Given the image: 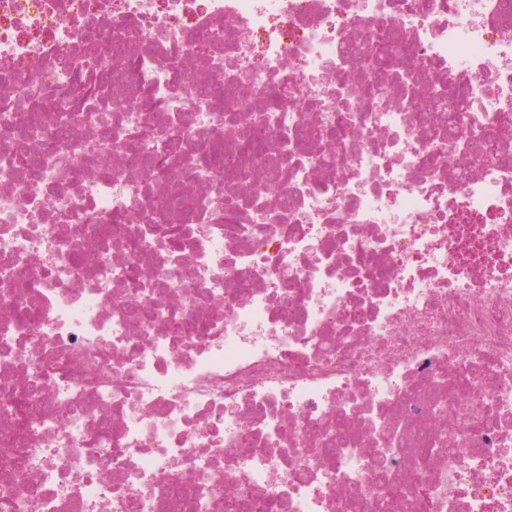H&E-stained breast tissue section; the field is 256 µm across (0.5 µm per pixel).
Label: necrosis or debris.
Here are the masks:
<instances>
[{
	"label": "necrosis or debris",
	"mask_w": 512,
	"mask_h": 512,
	"mask_svg": "<svg viewBox=\"0 0 512 512\" xmlns=\"http://www.w3.org/2000/svg\"><path fill=\"white\" fill-rule=\"evenodd\" d=\"M506 0H0V67L66 77L59 57L100 25H133L149 49L140 78L156 123L190 137L228 125L242 99L287 89L282 158L259 174L249 223L191 218L182 251L139 225L150 260L137 289L170 309L138 332L127 317L122 238L83 270L72 225L137 215L150 199L120 145L143 110L108 111L107 135L57 152L38 182L0 174V295L34 298L38 320L0 321V400L44 389L63 417L29 428L25 479L0 469L24 512H181L187 475L213 493L286 512H375L368 488L401 467L389 438L430 427L426 395L448 401L451 454L416 469L407 492L430 512H512V16ZM395 32L393 89L356 96L373 74L350 51ZM206 61L168 62L190 35ZM463 99L449 137L416 88ZM339 142L287 148L312 122ZM99 171L82 175L78 153ZM287 186V196L267 182ZM37 267L33 283L6 279ZM169 281L158 293V281ZM106 439L89 441L97 433Z\"/></svg>",
	"instance_id": "4bbe7bcc"
}]
</instances>
